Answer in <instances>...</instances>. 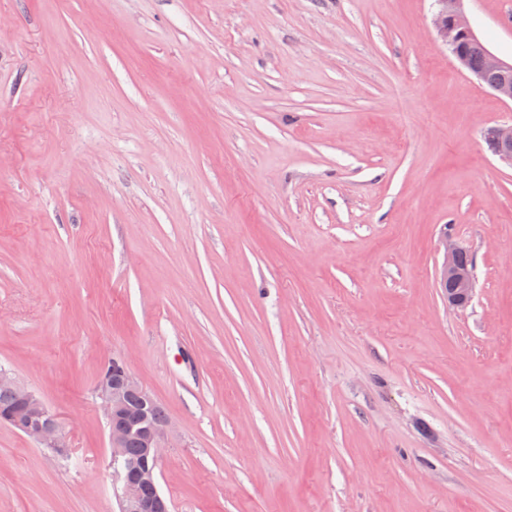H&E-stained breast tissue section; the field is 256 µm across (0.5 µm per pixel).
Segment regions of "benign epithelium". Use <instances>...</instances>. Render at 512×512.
Listing matches in <instances>:
<instances>
[{"mask_svg": "<svg viewBox=\"0 0 512 512\" xmlns=\"http://www.w3.org/2000/svg\"><path fill=\"white\" fill-rule=\"evenodd\" d=\"M435 11L433 26L458 64L469 68L468 59L461 50L462 44L478 40L464 11V0H433ZM483 84L494 90L500 97L512 101V62L508 63L491 51L483 55V68L472 71ZM495 74L498 79L489 83L487 75ZM485 139L491 152L512 166V123L489 127ZM445 250L444 262L439 270L438 283L448 306L457 310L465 309L472 300L474 290L473 264H461V258L468 250L460 243L445 236L442 239ZM114 376H101L98 395L102 400L103 413L111 425L109 431L112 461L118 469V496L122 512H167L156 472L162 456L166 434V422L142 429L129 415L130 401L138 399L142 408L152 404L153 397L131 375L124 360L114 358ZM0 387L18 393L20 405L0 414V422L17 429L25 436L46 448H61L62 432L58 417L33 392L18 384L6 371H0ZM137 431L142 436V451L137 460L126 459V443L129 434Z\"/></svg>", "mask_w": 512, "mask_h": 512, "instance_id": "1", "label": "benign epithelium"}]
</instances>
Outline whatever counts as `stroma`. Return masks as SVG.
<instances>
[{
    "instance_id": "obj_1",
    "label": "stroma",
    "mask_w": 512,
    "mask_h": 512,
    "mask_svg": "<svg viewBox=\"0 0 512 512\" xmlns=\"http://www.w3.org/2000/svg\"><path fill=\"white\" fill-rule=\"evenodd\" d=\"M506 0H466L512 61ZM431 0H0V512H121L97 385L159 402L171 512H512V102ZM474 263L437 285L442 233ZM485 139L491 152L499 159L512 166V121L489 127ZM445 250L444 262L439 270L438 283L448 305L457 310L465 309L472 300L474 290L473 262L462 265L461 258L468 250L445 235L442 239ZM0 422L17 429L46 448H64L58 417L33 392L18 384L6 371H0ZM18 393L20 405L18 404ZM11 409V410H9ZM8 410V411H7ZM5 411V412H3Z\"/></svg>"
}]
</instances>
